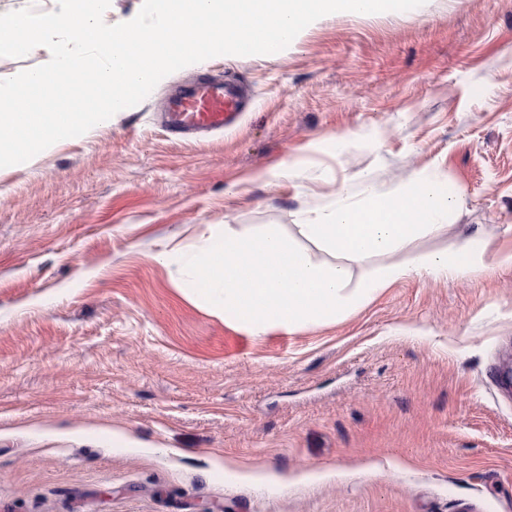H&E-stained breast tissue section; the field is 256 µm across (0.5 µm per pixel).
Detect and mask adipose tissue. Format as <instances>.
Returning <instances> with one entry per match:
<instances>
[{
	"label": "adipose tissue",
	"instance_id": "1",
	"mask_svg": "<svg viewBox=\"0 0 512 512\" xmlns=\"http://www.w3.org/2000/svg\"><path fill=\"white\" fill-rule=\"evenodd\" d=\"M462 195L434 178H415L390 194L367 185L359 203L318 211L291 234L273 224L249 232L225 227L193 256L190 274L200 296L250 335L320 326L345 318L397 280H454L501 265V258L465 243L355 278L354 268L443 228ZM314 246L331 262L315 260Z\"/></svg>",
	"mask_w": 512,
	"mask_h": 512
}]
</instances>
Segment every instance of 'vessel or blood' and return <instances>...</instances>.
Segmentation results:
<instances>
[{"mask_svg":"<svg viewBox=\"0 0 512 512\" xmlns=\"http://www.w3.org/2000/svg\"><path fill=\"white\" fill-rule=\"evenodd\" d=\"M243 101V88L229 79L178 84L167 94L162 124L167 133L182 138L223 130L236 124Z\"/></svg>","mask_w":512,"mask_h":512,"instance_id":"vessel-or-blood-1","label":"vessel or blood"}]
</instances>
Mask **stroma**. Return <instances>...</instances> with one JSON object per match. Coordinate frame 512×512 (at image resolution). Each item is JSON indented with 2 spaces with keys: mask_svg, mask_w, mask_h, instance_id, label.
I'll list each match as a JSON object with an SVG mask.
<instances>
[{
  "mask_svg": "<svg viewBox=\"0 0 512 512\" xmlns=\"http://www.w3.org/2000/svg\"><path fill=\"white\" fill-rule=\"evenodd\" d=\"M211 70L249 110L171 139L156 102ZM415 177L465 202L397 261L512 254V0L330 14L0 168V512H512V265L263 336L189 275L225 226Z\"/></svg>",
  "mask_w": 512,
  "mask_h": 512,
  "instance_id": "obj_1",
  "label": "stroma"
}]
</instances>
